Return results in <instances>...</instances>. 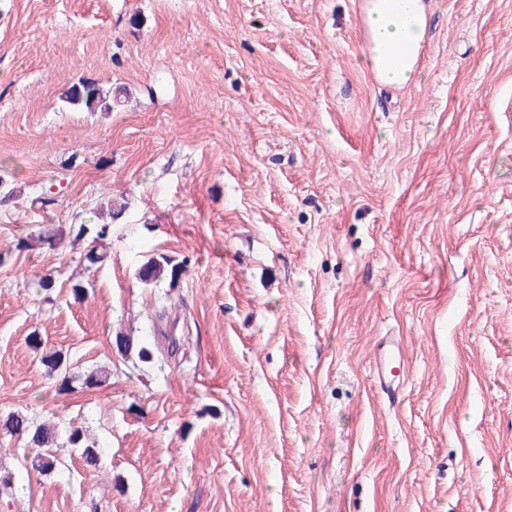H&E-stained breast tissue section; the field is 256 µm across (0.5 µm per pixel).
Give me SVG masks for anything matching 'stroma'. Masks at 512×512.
<instances>
[{"instance_id": "stroma-1", "label": "stroma", "mask_w": 512, "mask_h": 512, "mask_svg": "<svg viewBox=\"0 0 512 512\" xmlns=\"http://www.w3.org/2000/svg\"><path fill=\"white\" fill-rule=\"evenodd\" d=\"M359 3L0 0V419L101 451L42 474L0 428V512H512V0H430L401 89ZM82 78L127 99L70 109ZM121 196L86 267L71 228ZM33 332L106 383L58 393ZM180 275V265L174 263L173 259L163 256L160 259H149L138 271L139 279L146 284H157L160 281L168 280L169 284L173 285ZM404 343L400 336H385L377 347L373 365L374 382L378 390L389 399L403 398L406 385L399 381L396 370L404 364ZM65 444H68L70 448H76L80 451V454L87 465L95 466L99 459V451L95 443H89L84 432L79 429H70L66 438Z\"/></svg>"}]
</instances>
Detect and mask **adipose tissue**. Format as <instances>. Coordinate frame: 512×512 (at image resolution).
<instances>
[{"label": "adipose tissue", "mask_w": 512, "mask_h": 512, "mask_svg": "<svg viewBox=\"0 0 512 512\" xmlns=\"http://www.w3.org/2000/svg\"><path fill=\"white\" fill-rule=\"evenodd\" d=\"M429 10L428 0H366L363 4L365 62L379 84L403 88L420 80L419 58Z\"/></svg>", "instance_id": "adipose-tissue-1"}]
</instances>
